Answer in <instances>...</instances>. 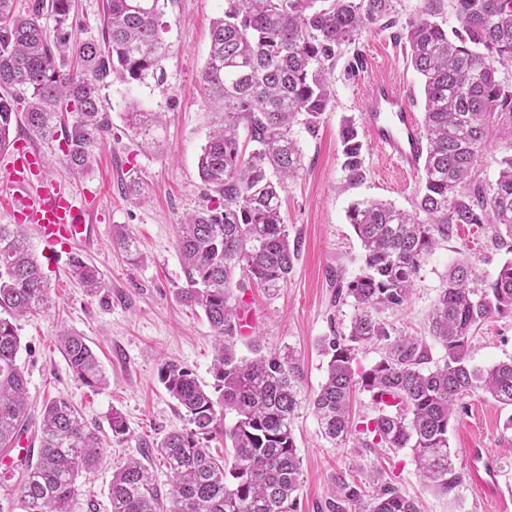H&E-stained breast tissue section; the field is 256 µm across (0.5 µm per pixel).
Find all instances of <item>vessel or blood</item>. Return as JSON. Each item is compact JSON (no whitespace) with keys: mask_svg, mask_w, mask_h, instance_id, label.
<instances>
[{"mask_svg":"<svg viewBox=\"0 0 512 512\" xmlns=\"http://www.w3.org/2000/svg\"><path fill=\"white\" fill-rule=\"evenodd\" d=\"M365 131L370 140L403 173H417L422 164L424 135L410 106L409 95L395 82L375 80L361 99ZM39 154L18 146L12 163L17 192L14 203L23 222L35 225L46 247L80 240L89 241L92 226L85 207L74 204L57 182H42L36 201L25 195L32 176L40 171Z\"/></svg>","mask_w":512,"mask_h":512,"instance_id":"1","label":"vessel or blood"}]
</instances>
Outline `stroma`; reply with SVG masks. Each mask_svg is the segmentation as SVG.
I'll return each mask as SVG.
<instances>
[{
    "mask_svg": "<svg viewBox=\"0 0 512 512\" xmlns=\"http://www.w3.org/2000/svg\"><path fill=\"white\" fill-rule=\"evenodd\" d=\"M224 11V0H168L161 20L163 57L160 67L144 80L114 83L101 95L111 115L112 130L95 151L90 168L71 174L56 146L24 137L23 128L11 136L25 139L41 155L40 174L66 183L77 203L90 210L96 240L92 246L68 244L56 255L43 257L34 226L26 231L34 256L48 282L54 302L44 313L17 322L21 349L17 362L24 370L33 418H40L50 399L65 397L95 427L101 459L83 473L69 512H110L109 486L113 471L128 457L141 456L186 422L159 380V368L172 359L191 369L198 381L212 385L213 331L202 311L185 306L177 296L186 285L179 256L178 226L201 202L202 184L197 161L212 127L213 113L201 91L211 22ZM104 0H75L71 38L79 42L100 37ZM365 65L355 75L336 68L332 75L335 100L317 135L295 127L303 153V169L282 192V215L289 238L299 244L294 269L274 295L254 287L246 301L254 321L236 348L248 355L251 340L267 349L292 348L304 369L302 396L314 394L325 376L326 360L319 341L331 331H345L354 313L351 304H335L337 279L351 281L363 269L360 242L346 214L356 201L382 200L409 210L423 186L422 174L405 175L372 144H365L366 179L347 185L342 167L339 128L343 118L360 120V100L369 82L393 80L418 91L420 79L406 52L389 31L371 27L359 40ZM142 111L162 113L149 136L134 134L125 123L129 103ZM122 230L138 243L141 256L129 260L112 245ZM97 266L108 290L89 295L69 275L72 257ZM505 250L489 242L474 227L461 228L442 242L421 264L412 298L405 309L386 311L384 318L398 333L424 336L428 314L448 270L456 262L476 260L480 271L494 277ZM83 336L97 353L109 378L102 389L84 386L73 376L55 337L60 330ZM512 357V318L492 319L478 333L470 361L487 367ZM124 417V439L112 435L113 412ZM512 408L482 393L466 398L465 407L449 432L456 467L463 481L443 493L421 478L409 450L360 447L349 440L336 447L324 439L309 407H301L294 434L302 459L300 512H327L337 478L370 488L373 478L400 488L419 500L422 512H512V430L506 426ZM495 470V484L484 485L485 469Z\"/></svg>",
    "mask_w": 512,
    "mask_h": 512,
    "instance_id": "35a3bbf8",
    "label": "stroma"
}]
</instances>
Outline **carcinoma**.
I'll list each match as a JSON object with an SVG mask.
<instances>
[{
    "instance_id": "1",
    "label": "carcinoma",
    "mask_w": 512,
    "mask_h": 512,
    "mask_svg": "<svg viewBox=\"0 0 512 512\" xmlns=\"http://www.w3.org/2000/svg\"><path fill=\"white\" fill-rule=\"evenodd\" d=\"M0 0V151L11 143L20 119L30 137L47 143L62 136L66 166L89 168L111 130L100 96L109 83L141 80L159 67L160 0H108L101 38L73 42L67 33L72 0H35L33 12L50 13L53 31ZM402 18L399 0H224L210 29L200 84L219 105L217 128L198 157L207 204L179 225L178 250L187 286L178 296L202 310L216 340L215 382L207 390L175 361L160 366L164 388L177 401L188 427L166 435L157 453L170 476L163 493L148 470L130 459L112 473L111 512H299L302 460L293 423L301 407L303 370L293 350L236 352L241 310L251 284L276 292L288 281L298 256L282 215L281 193L303 169L293 127L318 132L334 98L330 80L338 62L355 72L363 55L350 51L372 27L393 30L420 76L426 152L423 189L411 211L383 201L352 204L347 219L360 241L363 270L343 284L336 303H351L346 332L320 341L326 376L310 399L325 438L336 445L358 437L362 448L410 450L425 481L442 491L462 482L448 433L476 390L512 407V358L481 368L470 364L473 339L491 319L512 316V260L493 279L471 263L448 273L446 288L429 315V334L443 353L433 360L426 342L392 335L381 314L409 300L421 263L458 228L491 233L512 252V0H421ZM450 10L459 21H439ZM73 55L77 67L61 71ZM76 119L66 125L63 113ZM130 126L149 131L152 112L130 105ZM340 139L346 181L366 177L363 142L353 119H343ZM507 154L495 180L481 174L493 140ZM251 146L250 152L244 145ZM70 275L97 294L105 284L80 257ZM49 287L26 242L21 224H0V451L7 453L30 426L27 381L17 363L15 320L46 312ZM60 352L84 385L104 388L107 377L84 337L64 331ZM381 344L371 367L357 363L360 347ZM359 394L370 396L375 414L352 417ZM232 415L221 423V415ZM216 433L230 441L231 458L203 441ZM38 455L10 483L28 512H68L78 478L94 468L100 440L69 399L50 400L34 430ZM328 512H421L399 488L375 483L371 492L339 479Z\"/></svg>"
}]
</instances>
